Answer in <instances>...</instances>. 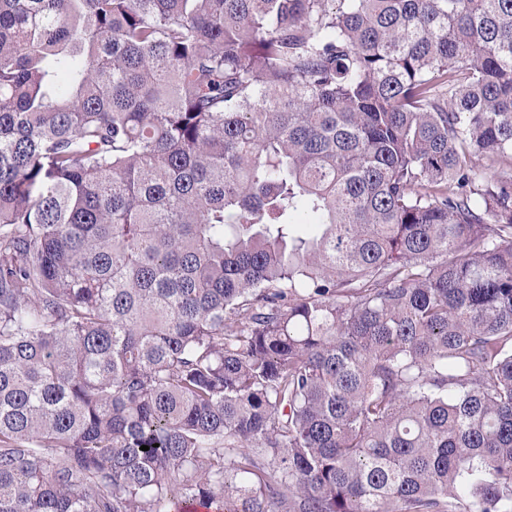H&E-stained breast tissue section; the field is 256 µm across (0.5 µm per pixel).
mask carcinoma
I'll list each match as a JSON object with an SVG mask.
<instances>
[{
	"label": "carcinoma",
	"mask_w": 512,
	"mask_h": 512,
	"mask_svg": "<svg viewBox=\"0 0 512 512\" xmlns=\"http://www.w3.org/2000/svg\"><path fill=\"white\" fill-rule=\"evenodd\" d=\"M187 506L512 512V0H0V512Z\"/></svg>",
	"instance_id": "cac0c4a2"
}]
</instances>
